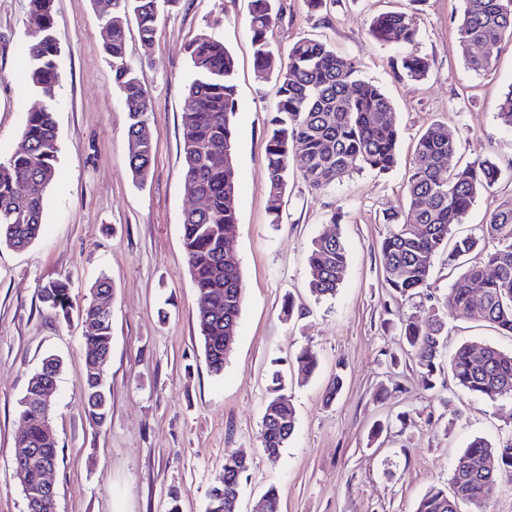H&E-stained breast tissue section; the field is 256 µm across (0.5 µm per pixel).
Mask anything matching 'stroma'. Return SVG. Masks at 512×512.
<instances>
[{
	"label": "stroma",
	"instance_id": "obj_1",
	"mask_svg": "<svg viewBox=\"0 0 512 512\" xmlns=\"http://www.w3.org/2000/svg\"><path fill=\"white\" fill-rule=\"evenodd\" d=\"M280 18L267 39L280 53L303 37L358 61L360 77L390 97L402 129L396 167L356 172L311 191L302 156L290 162L282 221H270L266 124L278 97L273 77H259L248 29V0H180L160 14L144 43L129 28L126 63L146 89L156 134L145 184L128 168V110L104 51L105 22L96 0H53L60 47L54 104L59 153L47 190L43 232L23 250L0 246V512H27L12 456L22 429L21 401L32 374L53 355L63 362L51 408L58 441L53 480L56 512H204L226 458L252 459L241 478L240 512H252L268 487L280 512H415L426 490L446 486L456 457L477 438L512 440V398L486 399L451 387L427 389L398 334L401 322H446L445 355L482 341L512 350V336L447 308L460 267L437 258L430 286L400 299L384 277L382 213L402 209L416 140L445 124L459 148L449 168L485 157L502 173L467 212L457 235L477 233L493 209L512 201V128L498 103L512 88V39L490 50L493 68L467 67L457 42L463 0H278ZM416 10V48L431 64L427 79L400 78L402 47L369 34L374 17ZM29 0H0V160L22 147V129L41 99L24 77L31 37ZM207 33L236 61L233 147L238 224L229 241L240 261L245 297L238 336L222 374L209 372L196 329L198 294L182 247V215L194 202L183 189L181 105L192 79L188 44ZM339 224H331V216ZM339 232L348 253L335 295L309 288L307 255L315 239ZM109 276L112 356L106 370L109 413L87 420L82 401L81 322L55 315L40 290L70 283L77 308ZM292 302V315L283 305ZM312 347L314 374L296 355ZM287 375L296 428L277 458L260 442L266 388L274 370ZM343 387L326 401V386Z\"/></svg>",
	"mask_w": 512,
	"mask_h": 512
}]
</instances>
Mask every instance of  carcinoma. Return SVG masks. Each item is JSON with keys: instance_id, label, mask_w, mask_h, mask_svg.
<instances>
[{"instance_id": "1", "label": "carcinoma", "mask_w": 512, "mask_h": 512, "mask_svg": "<svg viewBox=\"0 0 512 512\" xmlns=\"http://www.w3.org/2000/svg\"><path fill=\"white\" fill-rule=\"evenodd\" d=\"M112 13L133 17L140 39L153 40L158 26V0H112ZM276 0H249L248 25L254 67L261 75L275 74L279 97L277 115L269 121L266 162L271 223H280L281 200L288 184L290 161L296 152L305 159L304 179L315 191L368 169L390 172L397 163L400 128L393 104L383 89L359 77L356 61L336 53L324 42L303 37L288 50L285 64H276L267 32L276 22ZM28 27L32 36L25 75L32 89L51 101L58 81L60 48L53 33V0H30ZM418 17L413 12L383 13L370 24L371 36L380 43L398 42L404 51L396 59L399 75L411 81L424 79L428 59L414 50ZM459 47L471 70L491 68L488 54L470 48L492 46L504 35L512 37V0H464L457 25ZM127 31L112 30L106 52L112 58L114 79L123 91L128 109V166L132 177L148 179L155 133L148 122L151 104L137 77L125 61ZM193 78L183 98L181 121L183 179L191 196L207 201L204 210L190 208L182 224L183 249L199 294L198 329L211 373L224 371L227 353L224 337L236 335L244 300L240 263L224 258V233L237 224L234 204L236 168L232 117L237 108L235 63L224 42L199 34L188 47ZM502 123L512 128V88L498 104ZM23 136L27 149L0 161V245L24 249L43 231L46 191L54 179L59 152L53 110L45 106L28 114ZM458 143L441 123H433L419 136L412 170L405 182L407 210L387 211L389 225L381 242L386 281L398 296H413L428 286L436 256L448 250V262L465 266L450 288L446 305L466 317L494 325L512 335V203L493 210L480 235L457 236L456 225L481 192L493 185L499 168L489 158L447 172L448 156ZM486 239L497 241L482 261L468 256ZM348 256L339 234L316 239L308 256L310 289L317 297L332 296L339 288ZM41 301L68 316L72 309L67 282L56 280L40 291ZM211 305L204 306L205 302ZM83 326L85 357L97 349L112 348V320L94 302L78 310ZM445 327L439 314L426 325L408 321L400 336L411 349L427 388L441 375ZM455 383L491 400L512 396V350L471 342L449 360ZM60 361L51 370L35 372L23 398L20 419L25 422L18 445L30 448L35 459L25 464L22 491L32 497L33 512H54L36 506L40 499V463L58 457L53 441L43 439L41 420L29 407L42 385L56 383ZM87 388L84 413L102 425L109 413L104 383L106 366L84 365ZM295 430V409L280 372L272 374L261 428V448L269 458L279 456ZM251 465L246 456L224 461L222 473L209 491L206 512H227L226 494L240 485ZM512 482V442L494 446L484 439L472 441L454 462L450 490L429 489L415 512H459L469 504L483 508L503 480Z\"/></svg>"}]
</instances>
